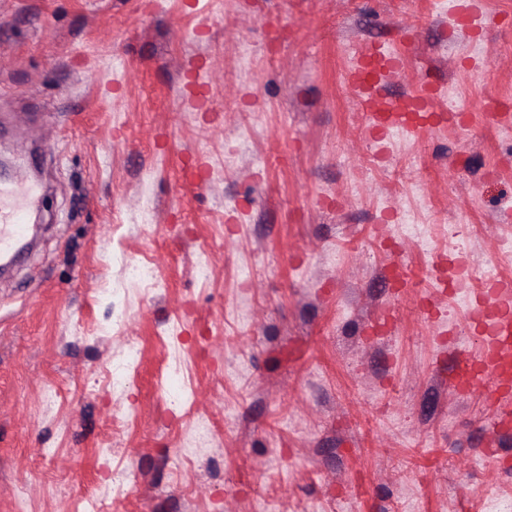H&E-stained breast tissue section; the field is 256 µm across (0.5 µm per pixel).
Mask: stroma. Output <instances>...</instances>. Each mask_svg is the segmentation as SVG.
I'll return each instance as SVG.
<instances>
[{
  "label": "stroma",
  "mask_w": 512,
  "mask_h": 512,
  "mask_svg": "<svg viewBox=\"0 0 512 512\" xmlns=\"http://www.w3.org/2000/svg\"><path fill=\"white\" fill-rule=\"evenodd\" d=\"M454 9L0 0V150L45 223L0 278V512L512 500V395L460 385L484 335L444 285L463 211L473 265L512 282V0ZM383 46L400 63L353 84ZM368 98L432 119L389 140ZM140 351L137 346L129 345L123 355L112 364L111 385L113 388L123 387L128 381L131 369L138 364Z\"/></svg>",
  "instance_id": "stroma-1"
}]
</instances>
